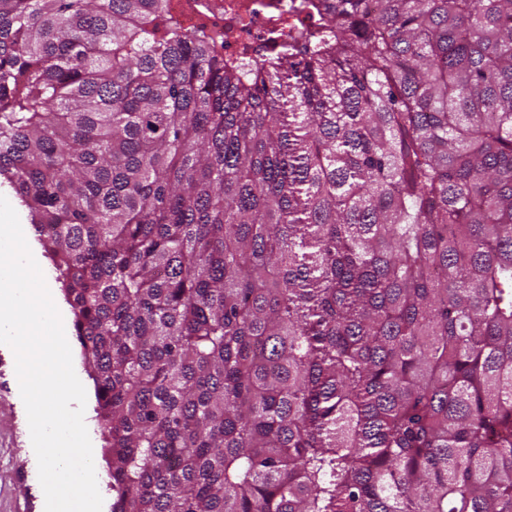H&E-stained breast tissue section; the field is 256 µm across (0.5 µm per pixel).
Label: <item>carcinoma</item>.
Instances as JSON below:
<instances>
[{
  "label": "carcinoma",
  "instance_id": "carcinoma-1",
  "mask_svg": "<svg viewBox=\"0 0 512 512\" xmlns=\"http://www.w3.org/2000/svg\"><path fill=\"white\" fill-rule=\"evenodd\" d=\"M0 0V184L95 385L112 512H512V0ZM302 1L170 0V7L187 32L224 30V55L255 57L288 47L286 41H274L272 36L282 21L309 23L307 14L299 11Z\"/></svg>",
  "mask_w": 512,
  "mask_h": 512
}]
</instances>
